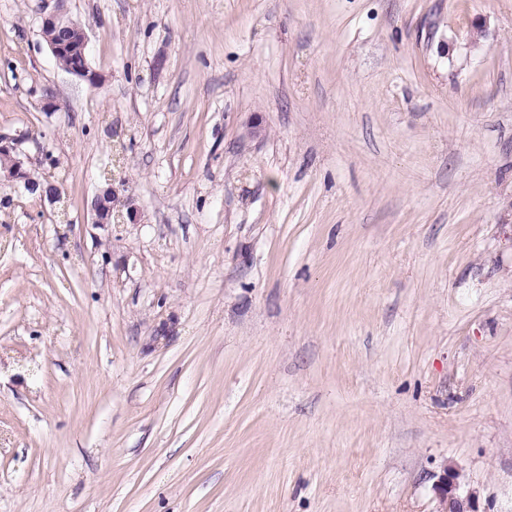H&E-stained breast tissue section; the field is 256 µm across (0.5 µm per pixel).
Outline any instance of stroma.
Returning a JSON list of instances; mask_svg holds the SVG:
<instances>
[{"label": "stroma", "mask_w": 512, "mask_h": 512, "mask_svg": "<svg viewBox=\"0 0 512 512\" xmlns=\"http://www.w3.org/2000/svg\"><path fill=\"white\" fill-rule=\"evenodd\" d=\"M2 136L0 512H512V0H0ZM71 22L72 20L67 15L66 11L63 8L58 7L56 12L43 19L42 27H50L55 28L58 31H65L69 29ZM40 32L41 37L43 38L45 43L49 40L55 41L49 44L48 47L52 55L54 56L57 65L62 70L65 71V69L72 64L70 68L66 71L67 73L80 78L92 79L86 53L87 38L82 28L76 22L72 23L68 35L72 40L76 41L81 38V34L83 32L82 39L80 42H73L67 39H57L59 35L57 31L53 29H41ZM57 55L60 56L55 57ZM69 56L74 59L73 63L72 59ZM1 158L4 161L3 167L1 165ZM2 170L5 171L6 177L9 180L23 182L25 188H31L29 179H32V176L24 167V161L20 157L18 141L16 139L0 138V175ZM116 201L115 193L112 186L102 190L92 202L93 221L97 224L125 223L127 219L129 223H136L138 211L135 207L127 204L126 216L121 210L114 212V202ZM126 217V218H125ZM120 220V222H119ZM115 221V222H114ZM461 473L452 466H444L443 473L432 485L439 502L436 512H479L475 492L466 489Z\"/></svg>", "instance_id": "1"}]
</instances>
